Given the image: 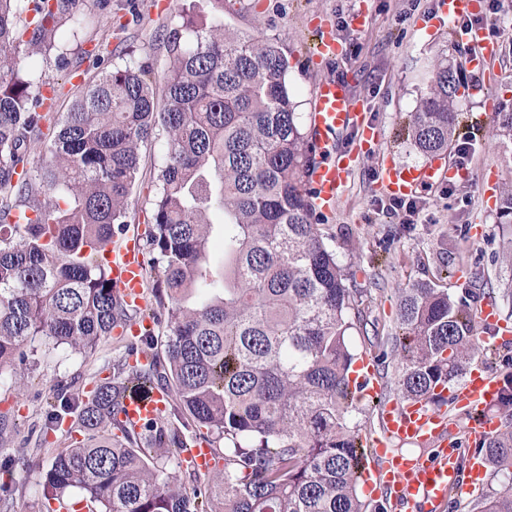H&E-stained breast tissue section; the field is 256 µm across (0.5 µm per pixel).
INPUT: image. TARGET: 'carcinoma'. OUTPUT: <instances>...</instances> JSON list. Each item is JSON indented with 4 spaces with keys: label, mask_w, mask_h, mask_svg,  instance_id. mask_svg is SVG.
Wrapping results in <instances>:
<instances>
[{
    "label": "carcinoma",
    "mask_w": 512,
    "mask_h": 512,
    "mask_svg": "<svg viewBox=\"0 0 512 512\" xmlns=\"http://www.w3.org/2000/svg\"><path fill=\"white\" fill-rule=\"evenodd\" d=\"M84 2L0 0V376L46 345L92 354L132 319L100 254L125 224L140 148L159 125L166 161L147 244L169 334L164 358L143 364L131 351L116 382L53 389L43 433L69 419L81 439L45 471L42 512H368L349 341L365 322L309 202L316 150L284 42L192 11L166 39L163 108L148 67L130 62L102 68L64 115L39 112L46 97L31 92L18 48L53 49ZM462 88L448 60L429 68L407 125L423 156L448 150ZM45 124L57 131L33 174L27 154ZM444 271L403 289L396 331L379 341V366L404 398L438 403L435 388L471 361L500 359L474 335L466 302L439 287ZM155 388L189 416L183 429L169 411L141 433L119 420L126 396ZM194 426L224 436V470L189 472L188 491L167 464L181 467ZM477 445L504 477L478 512H512V426ZM31 463L0 462L1 506Z\"/></svg>",
    "instance_id": "carcinoma-1"
}]
</instances>
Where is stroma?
Segmentation results:
<instances>
[{"label":"stroma","mask_w":512,"mask_h":512,"mask_svg":"<svg viewBox=\"0 0 512 512\" xmlns=\"http://www.w3.org/2000/svg\"><path fill=\"white\" fill-rule=\"evenodd\" d=\"M183 0H89L83 8L76 35L58 43L56 50L33 53L21 47L26 69L45 74L55 88L48 111L63 113L84 85L98 73L94 56L121 65L129 60L148 61L154 80L169 66L165 48L168 33L181 23ZM365 8L371 17L363 30L347 29L339 37L347 49L332 68L347 80L356 100L380 127L378 152L364 155L333 213L319 216L325 242L345 266L353 287L362 291L358 305L368 321L367 334H352L358 353L375 354L378 337L396 329L399 289L432 279L440 265L448 276L441 287L461 297L467 281L481 277L504 318L512 320V298L503 290L512 286V267L502 253L512 240V227L499 222L500 197L485 193L482 173L496 172L499 189L512 185V135L486 114L482 95L462 103L471 121L460 127L457 144L467 145L472 180L439 186L418 195L414 212L394 208L390 197L377 187L383 155L402 163L421 164L425 158L410 143L397 139L396 130L415 111L424 86L426 66L448 59L465 83L480 79L466 65L464 45L448 37V25L436 14V0H224L220 17L229 29H250L279 35L292 51L289 80L302 113H310L313 87L320 76L310 68L307 54L321 24L336 26L339 12ZM166 153V134L155 135L140 149V173L128 199L126 231L145 240L152 222L151 202L155 177ZM483 235L470 236L473 226ZM128 337H105L93 354L56 350L38 355L34 367H18L0 381V411H12L20 433L0 441V460L30 457L34 465L19 477V489L10 512H40L43 473L53 456L69 447V433L48 434L37 445L51 387L77 379L92 388L96 378L109 372L125 354Z\"/></svg>","instance_id":"1"}]
</instances>
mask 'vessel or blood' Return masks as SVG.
<instances>
[{
	"label": "vessel or blood",
	"mask_w": 512,
	"mask_h": 512,
	"mask_svg": "<svg viewBox=\"0 0 512 512\" xmlns=\"http://www.w3.org/2000/svg\"><path fill=\"white\" fill-rule=\"evenodd\" d=\"M482 0H438L442 19L455 21L467 14L480 12ZM471 50V64L486 71L496 60L498 46L485 29L474 27L456 33ZM343 44L335 35H325L310 61L324 66L341 56ZM356 131L358 147L343 149L338 136ZM310 135L317 150L316 161L308 172L306 188L314 209L319 213L335 210L360 156L364 143H377L381 131L367 120L362 105L354 99L347 81L324 77L315 85L310 115ZM468 169L446 162L443 157L430 158L425 164L413 166L383 160L380 186L385 195L409 198L446 181L468 179ZM111 270L112 283L121 301L139 307L144 302L145 263L137 239L125 236L114 239L103 255ZM475 321L500 338L512 336V326L503 323L496 304L483 299L475 308ZM356 378L364 383L366 396L381 393L375 375L373 358L359 360ZM500 391V380L485 368L472 370L466 380L448 387V403L467 419L464 432L467 439L479 441L497 430V423L485 415ZM170 396L159 389L146 397H130L124 402L122 420L134 429L158 417L166 408ZM382 431L371 442L373 461L364 473L366 484L377 496L389 498L393 507L415 508L416 512H441L449 494H471L480 490L486 473L480 456L462 457L447 442L451 425L446 417L433 412L426 402L393 400L380 410ZM410 442L419 446L436 447L434 457L403 454L392 448V441Z\"/></svg>",
	"instance_id": "vessel-or-blood-1"
}]
</instances>
